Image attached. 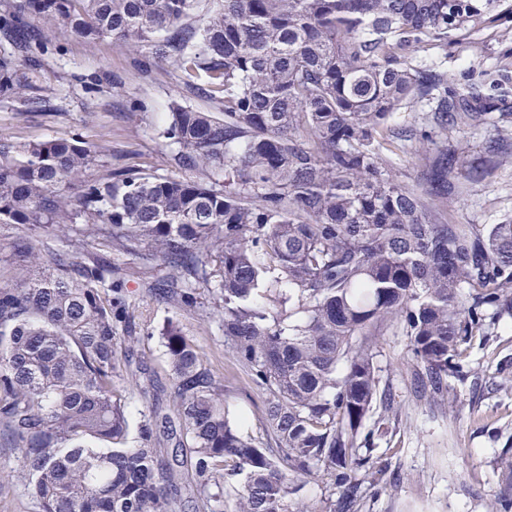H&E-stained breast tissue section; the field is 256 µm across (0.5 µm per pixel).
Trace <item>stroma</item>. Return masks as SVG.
Returning a JSON list of instances; mask_svg holds the SVG:
<instances>
[{
  "mask_svg": "<svg viewBox=\"0 0 512 512\" xmlns=\"http://www.w3.org/2000/svg\"><path fill=\"white\" fill-rule=\"evenodd\" d=\"M45 35L48 48L38 74L46 102L34 107L21 97L0 98V140L20 144L76 135L100 148L98 171L130 168L178 176L160 135L171 102L218 112L219 101L188 93L180 72L157 58L152 46L110 38L90 42L60 26ZM416 57L462 82L506 69L512 91V23L472 34L461 44L428 47ZM428 109L414 101L397 112L392 124L403 137L382 152L411 186L421 164L417 133ZM506 110L490 123L459 125L442 137L448 145L469 147L473 162L489 169L482 182H463L460 199L447 208L452 223L512 220V144L495 157L485 151L497 128L512 130V98ZM126 287L141 338L133 351L147 377L163 383L170 378L158 329L176 317L223 385L232 421L256 441H265L264 396L225 346L220 325L202 321L192 308L172 311L152 298L139 279H128ZM466 362L470 378L448 381L453 407L417 398L409 384L410 340L399 325L384 330L376 363L393 385L401 414L379 439L376 463L396 473L397 482L366 487L362 512H499L505 483L496 460L502 449L512 448V318L499 321L489 343L473 344ZM19 456L18 449L0 442V472L10 476L0 483V512H40L19 473Z\"/></svg>",
  "mask_w": 512,
  "mask_h": 512,
  "instance_id": "stroma-1",
  "label": "stroma"
}]
</instances>
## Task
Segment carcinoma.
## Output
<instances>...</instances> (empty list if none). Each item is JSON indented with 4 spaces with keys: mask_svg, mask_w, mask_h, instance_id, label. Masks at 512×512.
Returning a JSON list of instances; mask_svg holds the SVG:
<instances>
[{
    "mask_svg": "<svg viewBox=\"0 0 512 512\" xmlns=\"http://www.w3.org/2000/svg\"><path fill=\"white\" fill-rule=\"evenodd\" d=\"M7 0L0 96L42 87L18 69L45 50L43 26L86 40L148 43L184 86L223 103L177 102L160 135L188 177L90 170L78 137L0 141V247L28 261L0 275V439L41 512H314L297 476L322 473L328 512H361L359 474L399 414L375 363L396 323L421 395L468 379L467 344L512 316V221L451 224L436 207L488 169L435 140L483 124L498 79L455 87L411 54L512 21V0ZM435 103L420 132L418 187L382 158L390 120ZM199 173L208 181L195 180ZM83 224H77V221ZM166 271L156 299L216 319L265 396L272 446L234 429L224 389L193 339L159 330L168 400L129 440L124 383L133 313L120 269ZM375 417L373 429L365 422ZM233 507H228L229 497Z\"/></svg>",
    "mask_w": 512,
    "mask_h": 512,
    "instance_id": "cac0c4a2",
    "label": "carcinoma"
}]
</instances>
